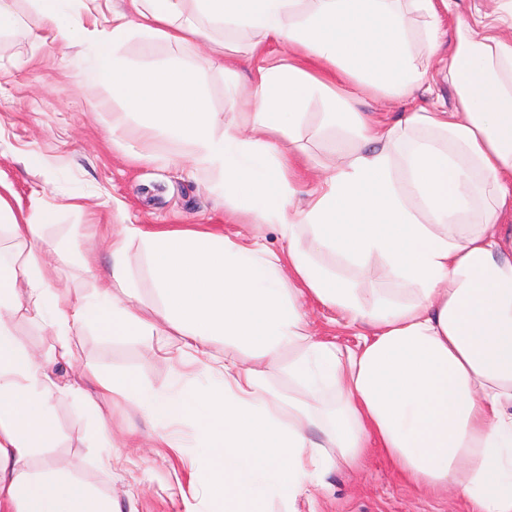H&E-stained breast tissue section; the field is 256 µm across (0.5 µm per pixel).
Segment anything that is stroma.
Masks as SVG:
<instances>
[{
	"label": "stroma",
	"mask_w": 512,
	"mask_h": 512,
	"mask_svg": "<svg viewBox=\"0 0 512 512\" xmlns=\"http://www.w3.org/2000/svg\"><path fill=\"white\" fill-rule=\"evenodd\" d=\"M498 7V0H458L442 28L438 51L421 55L429 70L430 90L402 101L367 95L357 103V110L389 126L420 107L454 111L456 93L444 64L455 44L457 21L481 19ZM0 12L12 20L9 28L0 30V183L10 188L15 210L26 214L36 208L53 210L44 229L53 280L66 284L73 294L92 295L99 277L112 268V234L125 224L203 229L244 245L256 236L271 250L283 248L277 225H254L247 215L232 214L213 183L188 162L183 146L159 139L153 146L155 160L134 159L140 144L138 117L126 113L110 88L87 91L81 86L87 40L70 47L52 42L47 33L35 30L30 0H0ZM182 20L197 24L201 31L192 44L134 38L119 53L145 67L192 65L214 114L215 130L223 132L225 123L236 117L215 52L223 33L201 21L190 7ZM322 109L321 99L311 101L298 137L310 157L298 165L297 188L304 197L317 187L321 172L339 161L318 131ZM90 242L97 255L92 271L78 259ZM127 265L138 289L137 304L153 320L152 335L110 337L88 327L80 338L79 357L100 372L136 377L146 391L172 392L177 373L188 370L197 375L202 367L185 366L180 336L164 318L140 246L130 248ZM303 311L317 338L342 348L357 343L360 326L347 324L335 310L308 301ZM12 329L18 344L39 353L56 375L72 377V370L52 358L55 336L50 329L24 317L15 319ZM101 407L112 434L113 465L108 474L96 465L91 441L95 425L81 403L73 399L55 403L59 442L54 454L70 473L111 494L117 512H206L203 492L190 477L192 463L203 453L194 427L173 425V447L145 450L140 441L155 436L158 428L141 400L118 397L102 401ZM299 508L301 512H463L460 501L421 498L377 455L360 471L325 472L311 501Z\"/></svg>",
	"instance_id": "stroma-1"
}]
</instances>
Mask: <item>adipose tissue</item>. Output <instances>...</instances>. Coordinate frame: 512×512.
I'll list each match as a JSON object with an SVG mask.
<instances>
[{"label":"adipose tissue","mask_w":512,"mask_h":512,"mask_svg":"<svg viewBox=\"0 0 512 512\" xmlns=\"http://www.w3.org/2000/svg\"><path fill=\"white\" fill-rule=\"evenodd\" d=\"M113 13L108 39L95 45L86 78L141 118L139 157L153 159L158 138L185 145L255 223L275 224L287 257L261 243L192 230L145 231L127 224L112 240V270L93 299L51 283L42 230L49 216L19 219L0 194V232L22 247L0 260V512H113L110 495L56 466L53 403L82 400L96 424L94 444L112 437L100 405L80 379L98 378L102 396H144L161 427L192 422L207 453L197 477L209 512H285L329 468H362L383 453L402 480L434 498L456 496L465 512H512V0L480 27L462 23L448 56L455 112L418 109L393 126L357 112L356 91L392 100L427 88L418 46L439 47L450 0H127ZM35 23L71 44L94 18L89 0H31ZM192 6L211 26L253 40L225 56L262 59L247 107L215 133L194 69L124 62L117 50L136 36L177 44L194 39L181 23ZM320 94V132L343 160L298 208L295 158L277 139L297 141L304 108ZM140 242L169 324L206 382L174 394L144 395L136 378L99 377L78 366L83 325L108 336L151 334L154 325L130 299L122 258ZM325 253L352 269L344 279L320 265ZM380 260L399 299L360 288L358 274ZM290 269L297 285L286 286ZM372 326L356 348L314 339L301 299ZM51 329L56 360L75 367L65 382L20 348L15 315ZM233 339L249 355L212 351ZM297 349L288 378L305 394L332 389L336 401L312 442L303 399L280 404L263 365Z\"/></svg>","instance_id":"obj_1"}]
</instances>
